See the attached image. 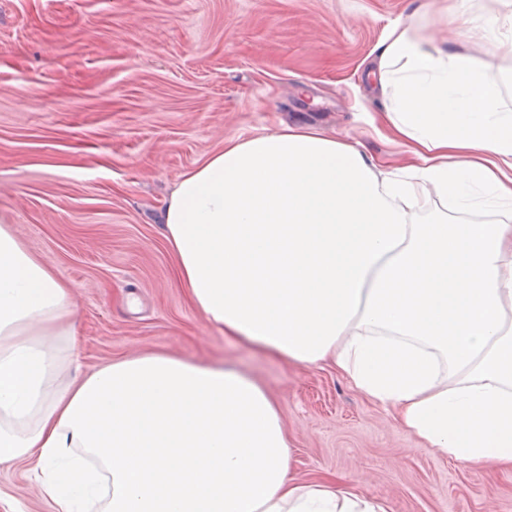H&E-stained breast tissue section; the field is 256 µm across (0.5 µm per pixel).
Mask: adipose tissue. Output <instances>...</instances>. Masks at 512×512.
<instances>
[{
	"label": "adipose tissue",
	"instance_id": "1",
	"mask_svg": "<svg viewBox=\"0 0 512 512\" xmlns=\"http://www.w3.org/2000/svg\"><path fill=\"white\" fill-rule=\"evenodd\" d=\"M398 167L279 124L184 173L162 236L192 305L224 337L298 366L330 361L460 466L512 470V109L471 55L392 25L369 70ZM471 212L411 220L419 192ZM73 290L0 218V464L35 460L54 512H388L297 478L279 409L221 365L112 361L53 388Z\"/></svg>",
	"mask_w": 512,
	"mask_h": 512
}]
</instances>
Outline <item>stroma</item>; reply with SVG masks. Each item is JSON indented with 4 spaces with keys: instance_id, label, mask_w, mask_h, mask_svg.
Instances as JSON below:
<instances>
[{
    "instance_id": "35a3bbf8",
    "label": "stroma",
    "mask_w": 512,
    "mask_h": 512,
    "mask_svg": "<svg viewBox=\"0 0 512 512\" xmlns=\"http://www.w3.org/2000/svg\"><path fill=\"white\" fill-rule=\"evenodd\" d=\"M415 0H0V216L70 283L76 334L56 386L115 359L224 362L260 383L294 469L333 474L390 512H512V472L464 469L337 375L224 338L180 288L161 217L180 175L272 123L311 125L409 162L374 134L364 73ZM467 0L437 36L484 63L512 106V61L468 32ZM0 512H52L29 461L0 465Z\"/></svg>"
}]
</instances>
